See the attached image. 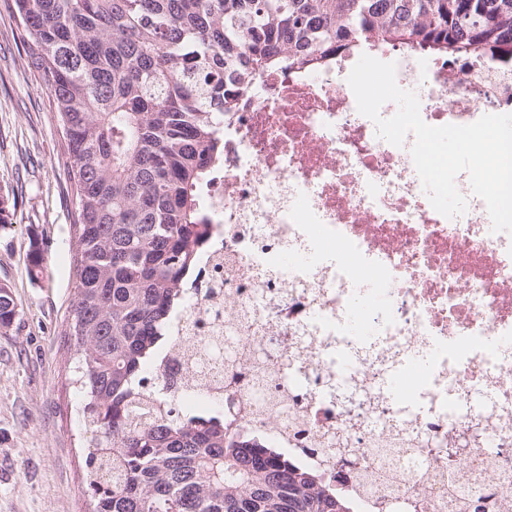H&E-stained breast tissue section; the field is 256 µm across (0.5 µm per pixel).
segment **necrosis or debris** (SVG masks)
I'll return each mask as SVG.
<instances>
[{
    "mask_svg": "<svg viewBox=\"0 0 512 512\" xmlns=\"http://www.w3.org/2000/svg\"><path fill=\"white\" fill-rule=\"evenodd\" d=\"M385 58L428 125L512 112L511 64ZM348 75L260 76L225 117L212 231L163 363L182 362L198 323L239 336L184 409L236 417L302 466L349 469L355 512H467L474 488L512 512V235L493 232L464 173L465 212L435 211L413 136L378 137ZM336 432L343 458L310 451Z\"/></svg>",
    "mask_w": 512,
    "mask_h": 512,
    "instance_id": "1",
    "label": "necrosis or debris"
}]
</instances>
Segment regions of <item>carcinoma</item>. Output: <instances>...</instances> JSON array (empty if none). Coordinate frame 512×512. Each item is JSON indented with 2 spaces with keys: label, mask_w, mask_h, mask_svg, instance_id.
Segmentation results:
<instances>
[{
  "label": "carcinoma",
  "mask_w": 512,
  "mask_h": 512,
  "mask_svg": "<svg viewBox=\"0 0 512 512\" xmlns=\"http://www.w3.org/2000/svg\"><path fill=\"white\" fill-rule=\"evenodd\" d=\"M16 0L57 107L76 199L73 348L91 437V512H353L347 476L305 469L222 416L144 395L211 230L198 188L224 160V115L256 76L363 44L512 63V0ZM29 273L44 271L31 243ZM18 317L0 283V330ZM240 339L204 346L233 361ZM196 371L154 384L190 387Z\"/></svg>",
  "instance_id": "obj_1"
}]
</instances>
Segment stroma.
<instances>
[{
    "mask_svg": "<svg viewBox=\"0 0 512 512\" xmlns=\"http://www.w3.org/2000/svg\"><path fill=\"white\" fill-rule=\"evenodd\" d=\"M15 0H0V283L18 305L0 331V512H89L88 433L63 330L72 299L75 198L58 113L29 65ZM46 269L28 274L31 238Z\"/></svg>",
    "mask_w": 512,
    "mask_h": 512,
    "instance_id": "stroma-1",
    "label": "stroma"
}]
</instances>
